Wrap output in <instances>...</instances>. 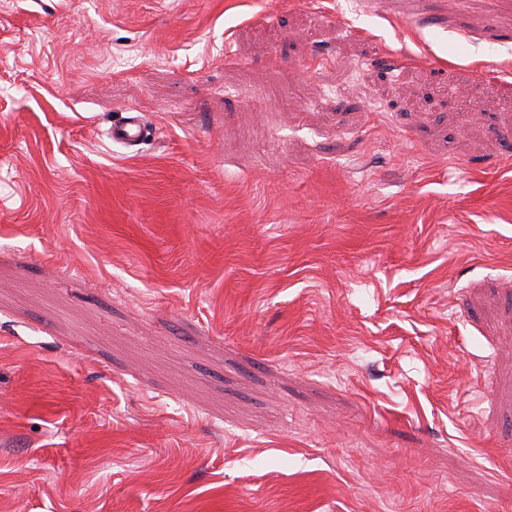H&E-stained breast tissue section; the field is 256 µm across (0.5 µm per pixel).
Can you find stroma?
<instances>
[{"label":"stroma","instance_id":"1","mask_svg":"<svg viewBox=\"0 0 512 512\" xmlns=\"http://www.w3.org/2000/svg\"><path fill=\"white\" fill-rule=\"evenodd\" d=\"M0 512H512V0H0ZM123 120L109 131V137L113 143L130 149L142 144L150 136V127L143 114L135 109H129Z\"/></svg>","mask_w":512,"mask_h":512}]
</instances>
